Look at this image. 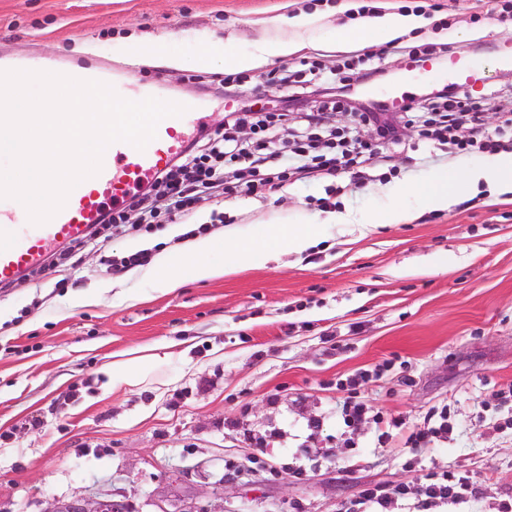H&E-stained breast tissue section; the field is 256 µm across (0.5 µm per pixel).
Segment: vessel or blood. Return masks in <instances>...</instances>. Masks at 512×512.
Masks as SVG:
<instances>
[{
    "instance_id": "b4317fda",
    "label": "vessel or blood",
    "mask_w": 512,
    "mask_h": 512,
    "mask_svg": "<svg viewBox=\"0 0 512 512\" xmlns=\"http://www.w3.org/2000/svg\"><path fill=\"white\" fill-rule=\"evenodd\" d=\"M197 104L179 117H167L157 126L156 137L144 150L125 142L110 144L95 176L96 185L112 192L113 201L126 198L132 190L154 179L184 148L185 137L198 124ZM102 208L94 190L75 186L65 206L42 225L29 223L20 203L0 199V287L21 273L43 265L47 251L56 243L83 237L102 220Z\"/></svg>"
}]
</instances>
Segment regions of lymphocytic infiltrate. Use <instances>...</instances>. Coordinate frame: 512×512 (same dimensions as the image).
I'll return each mask as SVG.
<instances>
[{
	"label": "lymphocytic infiltrate",
	"instance_id": "f902f5d3",
	"mask_svg": "<svg viewBox=\"0 0 512 512\" xmlns=\"http://www.w3.org/2000/svg\"><path fill=\"white\" fill-rule=\"evenodd\" d=\"M300 120L303 131L287 150L280 151L275 143L283 114L231 113L223 128L188 146L146 191L133 195L127 206L107 212L102 228L123 231L129 213L138 210L142 217L136 231L147 235L162 231L165 225L191 216L201 195L222 185L221 173L229 165L237 169L238 190L254 196L282 187L296 174L318 173L330 180L324 197L317 200L319 207L327 209L342 191L339 179H358L360 167L381 147L401 143L407 129L418 140L448 145L455 154L497 153L512 148V116L505 117L495 131H487L483 113L466 111L460 95L444 89L431 97L423 112L414 111L409 104L394 116L362 107L353 112L350 126L343 128L330 126L329 116L324 112H305ZM364 125L374 126L375 141L360 139L358 129ZM245 127L250 130L246 139L238 135ZM380 375L377 368L361 369L337 383V390L346 394L340 407L345 431H355L366 420L389 431L405 428L402 416L377 408L360 393L362 387ZM475 492L476 481L472 476L430 470L413 488L403 484L390 489L364 487L345 512H391L401 503L408 505L411 512H435L443 506L456 507Z\"/></svg>",
	"mask_w": 512,
	"mask_h": 512
}]
</instances>
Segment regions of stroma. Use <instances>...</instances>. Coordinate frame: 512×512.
Segmentation results:
<instances>
[{"label": "stroma", "mask_w": 512, "mask_h": 512, "mask_svg": "<svg viewBox=\"0 0 512 512\" xmlns=\"http://www.w3.org/2000/svg\"><path fill=\"white\" fill-rule=\"evenodd\" d=\"M359 0H0V67L32 59L51 71L95 63L107 84L133 77L162 85L171 98L206 112L208 128L228 112L273 109L287 87L274 70L314 58L327 70L360 54L335 27ZM433 21L401 39L372 44L389 79L351 71L360 102L387 109L403 96L455 85L458 62L485 81L467 94L487 129L512 113V20L490 0H420ZM317 16L308 47L247 69L246 83L224 84L223 62L194 65L200 47L245 53L275 37H293L292 18ZM435 49L414 82L397 87L408 48ZM386 147L395 173L352 185L341 210L391 204L400 189L436 172L481 164V153L448 155L429 144ZM324 184L302 180L264 197L216 195L197 205L238 236L320 215ZM443 211L413 209L409 221L361 233L331 229L302 253L280 256L171 291L152 265L116 272L106 258L145 248L129 232H102L74 248L58 276L32 272L0 288V512H45L49 503L102 491L126 496L134 512H340L366 484L417 485L422 467L473 475L475 500L459 512H496L512 491V192L470 193ZM397 358L398 370L362 388L407 425L447 402L451 431L409 452L401 438L378 445L376 427L346 435L336 417L338 379ZM145 361L140 383L113 386L116 371ZM319 421L308 429L309 421ZM316 449L313 459L300 447ZM261 463L236 471L243 449ZM301 467L300 476L289 475ZM277 476H269V468Z\"/></svg>", "instance_id": "1"}]
</instances>
